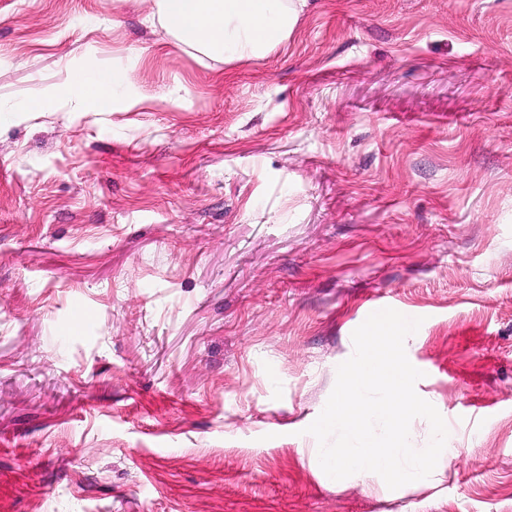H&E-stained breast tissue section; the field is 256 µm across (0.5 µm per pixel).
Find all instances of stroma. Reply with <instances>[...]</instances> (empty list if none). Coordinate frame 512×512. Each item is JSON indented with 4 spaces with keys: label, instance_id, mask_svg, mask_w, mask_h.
Wrapping results in <instances>:
<instances>
[{
    "label": "stroma",
    "instance_id": "stroma-1",
    "mask_svg": "<svg viewBox=\"0 0 512 512\" xmlns=\"http://www.w3.org/2000/svg\"><path fill=\"white\" fill-rule=\"evenodd\" d=\"M150 9L0 0V512H512V0L230 64ZM93 69L143 104L63 111ZM375 301L459 450L402 491L306 432Z\"/></svg>",
    "mask_w": 512,
    "mask_h": 512
}]
</instances>
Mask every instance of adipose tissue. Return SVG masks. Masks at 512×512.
<instances>
[{
  "label": "adipose tissue",
  "mask_w": 512,
  "mask_h": 512,
  "mask_svg": "<svg viewBox=\"0 0 512 512\" xmlns=\"http://www.w3.org/2000/svg\"><path fill=\"white\" fill-rule=\"evenodd\" d=\"M308 0H154L152 22L179 44L231 63L259 59L288 39ZM133 71L104 70L70 80L66 98L97 112L136 107Z\"/></svg>",
  "instance_id": "adipose-tissue-1"
}]
</instances>
